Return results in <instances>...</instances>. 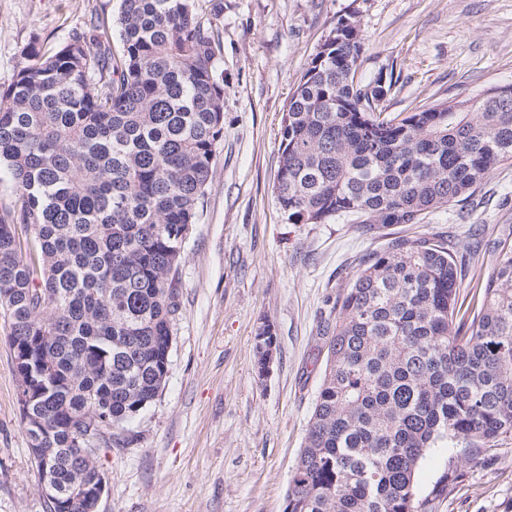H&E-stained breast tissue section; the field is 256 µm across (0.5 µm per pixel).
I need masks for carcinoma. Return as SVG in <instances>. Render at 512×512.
Here are the masks:
<instances>
[{"instance_id":"1","label":"carcinoma","mask_w":512,"mask_h":512,"mask_svg":"<svg viewBox=\"0 0 512 512\" xmlns=\"http://www.w3.org/2000/svg\"><path fill=\"white\" fill-rule=\"evenodd\" d=\"M201 0H121L122 53L76 33L33 49L0 91V312L29 396L21 410L51 512H88L94 423L126 430L161 392L179 311L182 233L223 134L224 79ZM356 21L340 19L301 76L280 129L277 200L291 224L353 216L419 224L512 161V95L384 115L392 83L355 80ZM27 233L20 240L17 228ZM454 246L395 237L336 299L326 365L284 512H431L417 471L432 448L512 434V242L499 243L480 306L460 314ZM276 342L256 335L255 365Z\"/></svg>"}]
</instances>
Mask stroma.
<instances>
[{
    "mask_svg": "<svg viewBox=\"0 0 512 512\" xmlns=\"http://www.w3.org/2000/svg\"><path fill=\"white\" fill-rule=\"evenodd\" d=\"M120 0H0V90L24 52L64 44ZM204 10L220 32L224 130L184 244L179 312L166 385L131 424L124 446H101L106 489L97 512H283L326 359L324 330L359 262L414 231L473 253L460 299L493 272L512 241V163L465 203L420 225L374 227L343 217L288 223L277 201L280 125L296 82L338 19L354 17L357 77L393 82L386 116L512 86V0H222ZM270 324L277 347L259 376L254 339ZM0 317V512H50L20 416L19 378ZM433 512H512V436L481 465L458 464Z\"/></svg>",
    "mask_w": 512,
    "mask_h": 512,
    "instance_id": "stroma-1",
    "label": "stroma"
}]
</instances>
